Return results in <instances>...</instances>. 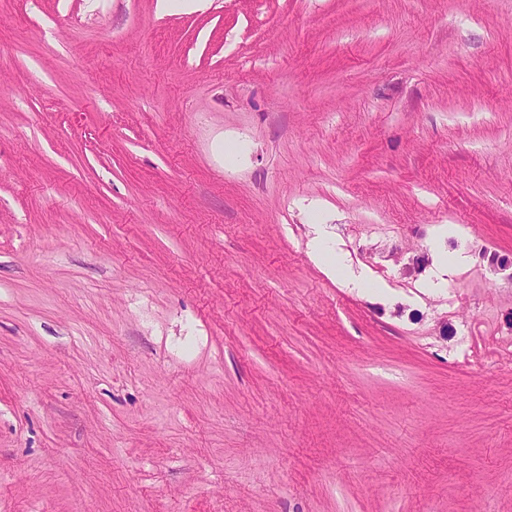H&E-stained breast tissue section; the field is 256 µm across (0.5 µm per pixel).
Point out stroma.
<instances>
[{
	"instance_id": "35a3bbf8",
	"label": "stroma",
	"mask_w": 512,
	"mask_h": 512,
	"mask_svg": "<svg viewBox=\"0 0 512 512\" xmlns=\"http://www.w3.org/2000/svg\"><path fill=\"white\" fill-rule=\"evenodd\" d=\"M0 512H512V0H0ZM312 253L316 261L322 262L325 266L323 269L332 277L336 278L342 284L347 285L350 288H361L364 287L365 277L355 276L351 273L349 265L346 261L345 256L340 252L336 254V259L328 256V252L335 253V247L324 238H316L311 242ZM349 269L346 275L341 276L343 269Z\"/></svg>"
}]
</instances>
